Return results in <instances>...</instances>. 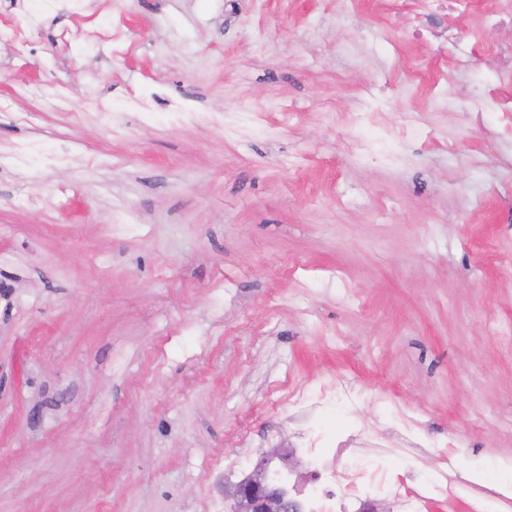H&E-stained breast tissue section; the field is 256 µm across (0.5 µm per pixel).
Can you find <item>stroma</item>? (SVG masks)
I'll return each instance as SVG.
<instances>
[{
    "label": "stroma",
    "instance_id": "35a3bbf8",
    "mask_svg": "<svg viewBox=\"0 0 512 512\" xmlns=\"http://www.w3.org/2000/svg\"><path fill=\"white\" fill-rule=\"evenodd\" d=\"M481 9L0 0V512H212L306 433L421 512L512 498Z\"/></svg>",
    "mask_w": 512,
    "mask_h": 512
}]
</instances>
